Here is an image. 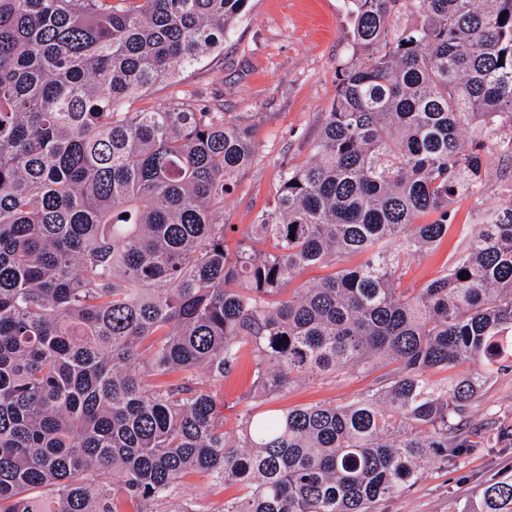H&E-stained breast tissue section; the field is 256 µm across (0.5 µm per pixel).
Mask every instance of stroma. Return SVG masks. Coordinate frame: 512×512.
<instances>
[{
    "mask_svg": "<svg viewBox=\"0 0 512 512\" xmlns=\"http://www.w3.org/2000/svg\"><path fill=\"white\" fill-rule=\"evenodd\" d=\"M351 20L344 0H248L224 37L223 50L154 87L138 103L147 109L184 98L239 115L250 125L257 153L224 199V221L244 232L271 202L285 166L303 164L336 97L340 66L351 54ZM457 235L410 261L403 287L433 279L455 250ZM251 364L219 389L227 403L224 430L235 439L238 416L248 406ZM369 376L349 372L339 380L310 379L292 386L275 402L291 408L352 400L369 387ZM512 424V372L495 375L469 412L470 428L494 434ZM512 477V444L471 448L460 456L433 457L420 480L398 497L375 504L374 512H460L488 485Z\"/></svg>",
    "mask_w": 512,
    "mask_h": 512,
    "instance_id": "35a3bbf8",
    "label": "stroma"
}]
</instances>
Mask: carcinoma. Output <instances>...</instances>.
Here are the masks:
<instances>
[{
  "label": "carcinoma",
  "instance_id": "obj_1",
  "mask_svg": "<svg viewBox=\"0 0 512 512\" xmlns=\"http://www.w3.org/2000/svg\"><path fill=\"white\" fill-rule=\"evenodd\" d=\"M247 2L0 0V512H203L172 503L197 474L240 486L220 512H370L435 452L489 447L462 427L512 370V201L483 208L484 139L512 160V0H345L310 157L231 245L249 126L131 105ZM451 231L440 274L401 287ZM314 267L333 272L285 295ZM247 354L230 442L213 388ZM463 360L483 368L427 377ZM357 368L379 375L352 401L260 410ZM462 512H512V480Z\"/></svg>",
  "mask_w": 512,
  "mask_h": 512
}]
</instances>
